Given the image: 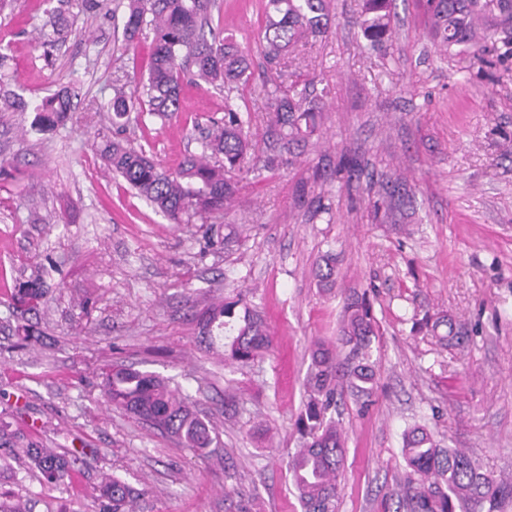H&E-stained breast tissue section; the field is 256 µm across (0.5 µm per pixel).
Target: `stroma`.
<instances>
[{
  "instance_id": "obj_1",
  "label": "stroma",
  "mask_w": 512,
  "mask_h": 512,
  "mask_svg": "<svg viewBox=\"0 0 512 512\" xmlns=\"http://www.w3.org/2000/svg\"><path fill=\"white\" fill-rule=\"evenodd\" d=\"M126 0H10L0 8V88L24 112L0 111V422L41 447L82 450L74 471L40 485L23 462L0 473V496L31 512H99L113 474L137 493L135 512H302L287 462L316 342L332 341L348 295L365 297L378 325V384L360 410L338 401L345 439L338 512H395L406 464L401 436L426 426L512 479V59L494 77L468 55L448 56L426 0H396L382 46L364 38L360 0H329L330 20L267 70L260 45L266 0H217L213 21L251 62L231 92L183 84L170 120L130 113L112 123L114 85L139 87L151 41H124ZM67 6L69 26L50 19ZM323 98L316 133L290 149L266 122L264 86L294 75ZM68 89L72 120L40 132L34 107ZM250 113L257 155L274 170L238 176L239 202L213 217L228 246L199 224H171L119 177L98 149L123 139L164 168L199 150V128L225 103ZM360 172L336 176L342 158ZM398 213L372 205L396 179ZM336 259V286L314 274ZM36 307L16 299L35 278ZM248 290L273 339L242 365L202 342L196 315ZM452 317L464 336L445 348L413 329L424 313ZM151 372L191 395L212 424L208 453L108 405L112 363Z\"/></svg>"
}]
</instances>
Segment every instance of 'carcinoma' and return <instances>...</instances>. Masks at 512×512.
Wrapping results in <instances>:
<instances>
[{
    "mask_svg": "<svg viewBox=\"0 0 512 512\" xmlns=\"http://www.w3.org/2000/svg\"><path fill=\"white\" fill-rule=\"evenodd\" d=\"M394 0H361L360 26L376 45L391 33ZM328 0H267L262 42L269 66L285 63L309 32L328 25ZM435 18L436 36L444 53L470 55L478 71L490 75L512 59V29L477 32L482 14L499 12L512 21V0H429ZM215 0H128L124 38L133 41L140 33H153L147 79L142 90L114 89L112 112L122 120L135 111L149 112L161 120L181 109L185 78L232 90L251 78L248 59L238 46L213 27ZM295 80L283 89L267 90L270 112L267 121L284 131L288 141L299 142L317 129L320 103L306 96ZM37 111L46 127L55 126L71 112L70 94L59 91L41 101ZM249 113L224 103V116L209 118L201 130V152L185 158L177 170L162 168L143 150L120 140L105 143L100 151L103 170L120 176L156 212L172 224H190L195 217L222 211L236 199V173L256 160L255 144L249 135ZM322 286L336 281L331 257L318 266ZM202 340L210 344L230 335L224 344L229 358L248 363L272 346L261 316L246 297L239 294L208 308L200 319ZM418 329L446 334L438 342L451 347L459 342L445 315L429 313L417 322ZM377 325L365 299L349 298L336 343H319L312 351L306 378L307 399L296 428L301 446L288 460V473L297 490L303 512H337L340 476L344 465V439L338 422L329 416L337 397L348 392L361 403L369 402L376 385V369L370 360L372 337ZM345 359L337 361L340 350ZM102 393L107 403L125 410L153 427L174 435L188 448L211 447L210 424L192 409L191 397L170 388L167 381L150 373L114 364L104 376ZM402 457L407 472L405 495L399 507L405 512H499L498 505L512 499V482L497 478L461 448H443L422 426L402 434ZM24 458L40 480L53 485L79 461L43 448L18 431L0 427V464ZM102 512H133L130 487L116 476L99 487Z\"/></svg>",
    "mask_w": 512,
    "mask_h": 512,
    "instance_id": "carcinoma-1",
    "label": "carcinoma"
}]
</instances>
